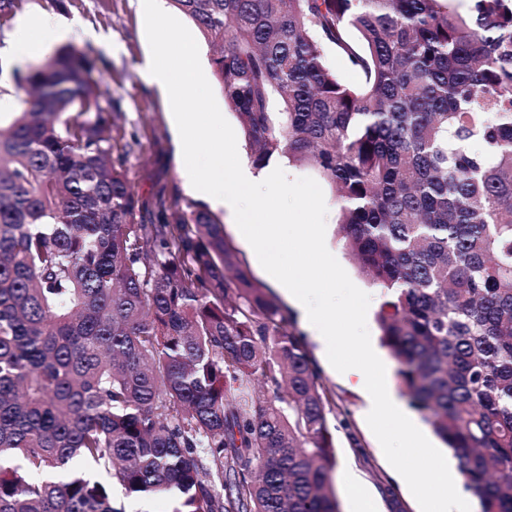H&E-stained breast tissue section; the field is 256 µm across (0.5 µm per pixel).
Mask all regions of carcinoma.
I'll use <instances>...</instances> for the list:
<instances>
[{"instance_id":"1","label":"carcinoma","mask_w":512,"mask_h":512,"mask_svg":"<svg viewBox=\"0 0 512 512\" xmlns=\"http://www.w3.org/2000/svg\"><path fill=\"white\" fill-rule=\"evenodd\" d=\"M170 3L254 168L335 192L401 386L479 512H512V0ZM94 71L0 58L25 93L0 125V512H123L103 475L170 512H340L305 342L206 207L137 219ZM166 7L168 9L169 14L173 15L177 19H179L193 34L194 38L196 39L198 46H200L203 49V60L205 62V66L208 72V82L210 83L217 104L220 108V111L222 112L223 116L226 118V120L230 123L232 126L237 140V150L240 158V162L246 163L251 168L255 169L251 163V159L249 157V150L246 147V143L244 141V138L239 130V120L237 117L236 112L227 105L224 101V95L216 82L212 67H211V57L213 54V50L211 47L201 38L197 28L193 25L192 22H190L188 19H186L182 14L178 13L177 11L173 10L171 7H169L166 3ZM256 170V169H255ZM325 57L328 66L343 82L348 84H356L359 82L360 78L358 74L348 66L342 56L336 53L334 47L330 45L325 47Z\"/></svg>"}]
</instances>
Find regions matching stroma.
<instances>
[{
	"label": "stroma",
	"instance_id": "obj_1",
	"mask_svg": "<svg viewBox=\"0 0 512 512\" xmlns=\"http://www.w3.org/2000/svg\"><path fill=\"white\" fill-rule=\"evenodd\" d=\"M139 0H63L62 9L47 0H30L22 18L39 16L56 20L76 17L89 28L110 37L119 51L110 54L85 41L78 34L67 42L84 52L96 65L106 101L111 102L118 123L126 131L127 174L141 202L154 207L163 198L179 197L182 204L194 203L180 174L179 160L172 143L169 114L158 93L146 88L137 65L147 46L144 17ZM327 207L325 242L352 282L373 296L374 308H381L385 297L360 273L350 256L337 224L339 204L331 189L323 191ZM307 349L328 397L327 413L336 451L332 481L341 512H350L351 489H359L370 499L374 512H430L434 506L433 469L458 462L436 437L421 413L410 410L416 429L387 431L366 412L365 394L354 388L344 374L322 357L315 342ZM421 433L432 449L424 454L412 443L413 433ZM407 470L409 484H398L394 477Z\"/></svg>",
	"mask_w": 512,
	"mask_h": 512
}]
</instances>
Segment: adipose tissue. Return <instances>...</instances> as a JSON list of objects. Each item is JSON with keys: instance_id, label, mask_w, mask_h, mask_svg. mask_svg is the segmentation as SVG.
<instances>
[{"instance_id": "ef3b65f1", "label": "adipose tissue", "mask_w": 512, "mask_h": 512, "mask_svg": "<svg viewBox=\"0 0 512 512\" xmlns=\"http://www.w3.org/2000/svg\"><path fill=\"white\" fill-rule=\"evenodd\" d=\"M79 19L60 24L54 21L28 18L22 23L23 28L34 30V37H22L11 46V51L18 59L29 58L35 46H47L65 38L67 32L79 27ZM350 374L355 377V385L366 390L370 395L371 416L385 427L395 429L406 424L407 418L395 394L386 385V371L371 345H364L362 359L355 364Z\"/></svg>"}]
</instances>
